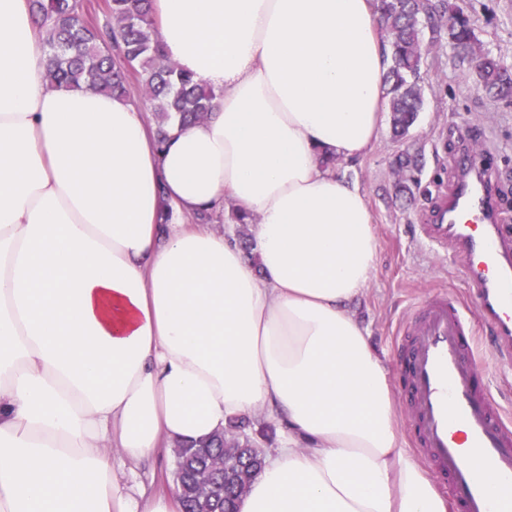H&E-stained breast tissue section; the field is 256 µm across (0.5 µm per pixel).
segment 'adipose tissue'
<instances>
[{"label":"adipose tissue","instance_id":"ef3b65f1","mask_svg":"<svg viewBox=\"0 0 512 512\" xmlns=\"http://www.w3.org/2000/svg\"><path fill=\"white\" fill-rule=\"evenodd\" d=\"M150 7L164 57L216 92L161 145L135 97L51 84L28 0H0V512H183L115 463L257 410L288 443L238 512H448L346 308L370 210L320 163L384 126L374 0ZM228 201L256 262L188 223Z\"/></svg>","mask_w":512,"mask_h":512}]
</instances>
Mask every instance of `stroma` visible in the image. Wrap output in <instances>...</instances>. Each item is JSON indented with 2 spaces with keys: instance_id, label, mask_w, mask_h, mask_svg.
Wrapping results in <instances>:
<instances>
[{
  "instance_id": "1",
  "label": "stroma",
  "mask_w": 512,
  "mask_h": 512,
  "mask_svg": "<svg viewBox=\"0 0 512 512\" xmlns=\"http://www.w3.org/2000/svg\"><path fill=\"white\" fill-rule=\"evenodd\" d=\"M453 2L474 17L481 45L512 64V0ZM420 49L424 104L404 143L394 142L390 127H383L367 155L336 167L364 193L378 243L372 278L347 309L366 329L393 387L399 381L397 339L412 304L439 293L472 303L460 259L430 251L417 235L418 225L429 223L441 193L453 183L460 152L478 147L489 153L500 206L512 221V103L488 100L468 64L453 61L447 40H433L427 31ZM405 145L418 150L421 171L417 187L398 197L391 162ZM175 468L173 449L164 448L136 467L133 478L152 490L172 493Z\"/></svg>"
}]
</instances>
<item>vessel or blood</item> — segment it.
Masks as SVG:
<instances>
[{
    "mask_svg": "<svg viewBox=\"0 0 512 512\" xmlns=\"http://www.w3.org/2000/svg\"><path fill=\"white\" fill-rule=\"evenodd\" d=\"M458 167L454 188L418 232L432 250L461 258L477 312L444 294L412 308L398 345L400 396L458 512H512V410L492 397L473 350L480 322L491 331L496 362L512 368V226L500 210L488 155L467 151Z\"/></svg>",
    "mask_w": 512,
    "mask_h": 512,
    "instance_id": "b4317fda",
    "label": "vessel or blood"
}]
</instances>
